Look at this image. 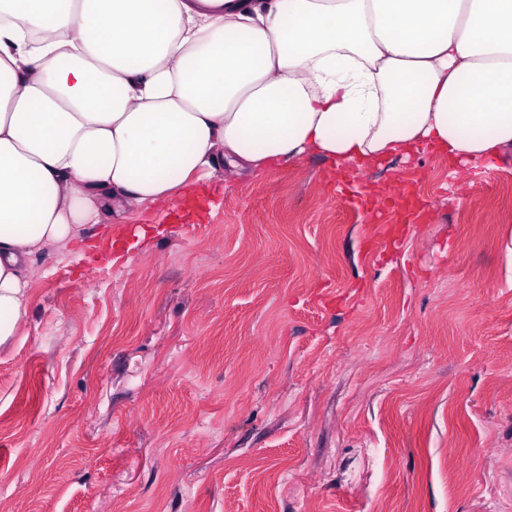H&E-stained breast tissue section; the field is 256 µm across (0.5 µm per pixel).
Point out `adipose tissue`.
<instances>
[{
    "instance_id": "obj_1",
    "label": "adipose tissue",
    "mask_w": 512,
    "mask_h": 512,
    "mask_svg": "<svg viewBox=\"0 0 512 512\" xmlns=\"http://www.w3.org/2000/svg\"><path fill=\"white\" fill-rule=\"evenodd\" d=\"M512 151V0H8L0 346L29 275L225 167Z\"/></svg>"
}]
</instances>
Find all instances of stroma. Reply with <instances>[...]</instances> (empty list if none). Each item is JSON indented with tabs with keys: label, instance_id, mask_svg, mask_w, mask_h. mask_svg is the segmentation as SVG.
Masks as SVG:
<instances>
[{
	"label": "stroma",
	"instance_id": "1",
	"mask_svg": "<svg viewBox=\"0 0 512 512\" xmlns=\"http://www.w3.org/2000/svg\"><path fill=\"white\" fill-rule=\"evenodd\" d=\"M347 182L218 177L118 260L110 232L41 258L0 346V512H512V154Z\"/></svg>",
	"mask_w": 512,
	"mask_h": 512
}]
</instances>
